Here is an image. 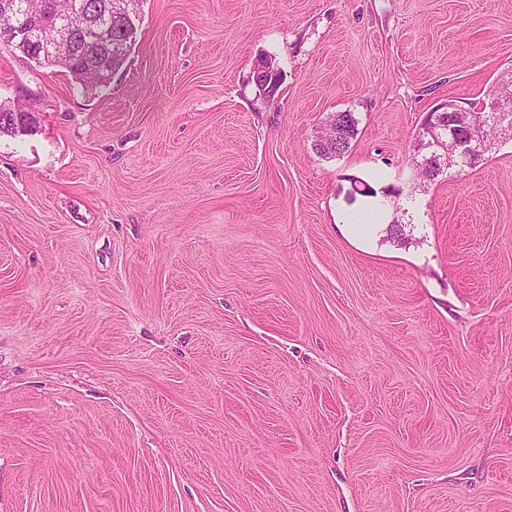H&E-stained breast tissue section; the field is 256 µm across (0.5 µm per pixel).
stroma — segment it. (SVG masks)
I'll return each mask as SVG.
<instances>
[{"instance_id": "1", "label": "stroma", "mask_w": 512, "mask_h": 512, "mask_svg": "<svg viewBox=\"0 0 512 512\" xmlns=\"http://www.w3.org/2000/svg\"><path fill=\"white\" fill-rule=\"evenodd\" d=\"M136 26L104 90L0 45V99L39 112L0 137V512H512V140L410 166L428 112L512 78V0H141ZM380 175L400 197L346 237ZM326 122H335L339 124L340 129L345 128L350 134V139L348 140L347 147H344V144L346 143V138L343 136L342 132L339 131L338 128H336V138L339 142L340 150L336 151V147L330 150H317L314 149L319 155L325 157V158H333L336 156H341L342 154H345L349 151V149L352 146V142H354L357 139L358 136V124L359 121L354 115V112L349 110H344L342 112H336L335 114H332L328 117ZM325 122V123H326ZM358 182L360 183L359 185ZM378 194L379 192L377 191V189L367 181L356 180L354 182V188H352V190L348 192L346 200L349 205H352L356 202L357 195H360L365 198L373 199L372 201L369 202L371 208L381 209L386 205V199H388V196H385L382 193H380L381 195Z\"/></svg>"}]
</instances>
